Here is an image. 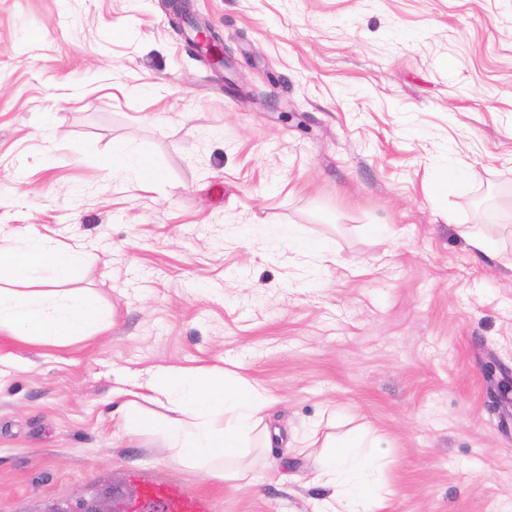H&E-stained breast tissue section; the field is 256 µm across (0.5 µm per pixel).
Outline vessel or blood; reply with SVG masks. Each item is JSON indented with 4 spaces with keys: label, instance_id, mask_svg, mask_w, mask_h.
<instances>
[{
    "label": "vessel or blood",
    "instance_id": "vessel-or-blood-1",
    "mask_svg": "<svg viewBox=\"0 0 512 512\" xmlns=\"http://www.w3.org/2000/svg\"><path fill=\"white\" fill-rule=\"evenodd\" d=\"M131 479L138 486V494L129 505V512H141L148 504L161 505L163 512H213L212 501L181 485L148 476L136 471Z\"/></svg>",
    "mask_w": 512,
    "mask_h": 512
}]
</instances>
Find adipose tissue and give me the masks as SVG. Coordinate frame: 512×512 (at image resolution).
I'll list each match as a JSON object with an SVG mask.
<instances>
[{"label":"adipose tissue","mask_w":512,"mask_h":512,"mask_svg":"<svg viewBox=\"0 0 512 512\" xmlns=\"http://www.w3.org/2000/svg\"><path fill=\"white\" fill-rule=\"evenodd\" d=\"M106 166L141 183L162 177L159 168H147L142 153L126 146L113 148ZM82 261V250H64L46 238L1 241L0 334L23 342L57 344L107 329L109 317L95 295L57 287ZM151 392L164 397L162 411L143 408ZM112 400L126 436L158 435L174 461L223 479L243 475L242 470L225 469L226 457L241 458L247 449L280 445L265 426L274 404L265 388L240 385L219 368L166 367L145 380L131 373L117 379ZM381 442V437L365 433L324 440L319 423L310 425L297 444L324 445L313 481L328 491L315 499L313 512H365L363 489L376 481L367 451Z\"/></svg>","instance_id":"adipose-tissue-1"}]
</instances>
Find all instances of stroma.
<instances>
[{
  "mask_svg": "<svg viewBox=\"0 0 512 512\" xmlns=\"http://www.w3.org/2000/svg\"><path fill=\"white\" fill-rule=\"evenodd\" d=\"M190 7L228 69L164 0H0V239L82 246L72 285L111 319L0 337V512L130 496L136 470L214 512H312L316 455L224 481L118 432L114 372L169 366L263 386L285 435H381L377 512H512V240L478 261L439 216L512 225V0ZM117 142L163 179L108 174ZM169 1L170 17L174 27L181 31L196 48L200 57L215 68L225 67L224 46L207 24L190 12L186 0Z\"/></svg>",
  "mask_w": 512,
  "mask_h": 512,
  "instance_id": "35a3bbf8",
  "label": "stroma"
}]
</instances>
